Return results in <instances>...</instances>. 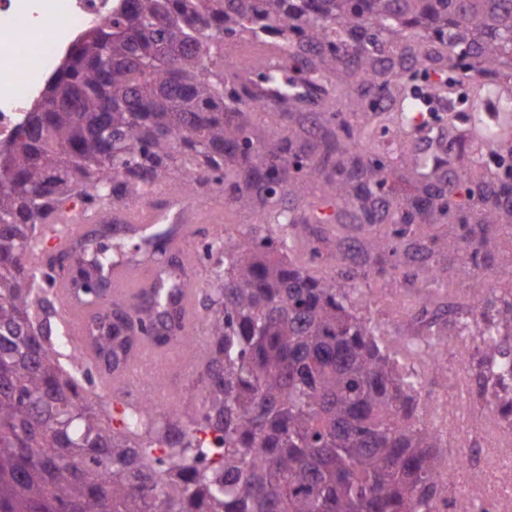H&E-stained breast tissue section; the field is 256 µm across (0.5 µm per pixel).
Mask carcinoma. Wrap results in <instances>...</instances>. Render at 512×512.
Wrapping results in <instances>:
<instances>
[{"label": "carcinoma", "instance_id": "1", "mask_svg": "<svg viewBox=\"0 0 512 512\" xmlns=\"http://www.w3.org/2000/svg\"><path fill=\"white\" fill-rule=\"evenodd\" d=\"M281 54L271 79L295 130L251 129L255 63L229 73L224 43ZM465 118L453 114L460 90ZM0 150V512H467L443 496L444 438L422 420L421 377L352 313L351 285L311 270L293 236L251 231L205 247L209 344L201 405L112 406L65 344L54 263L25 255L57 206L117 211L163 174L216 188L267 227L341 224L414 203L401 224L464 209L512 224V0H122L82 32ZM448 100V158L386 153ZM350 113L355 124L338 123ZM289 195L292 208L279 207ZM171 229L154 260L168 263ZM481 333L488 407H512V363ZM163 336L119 311L99 351Z\"/></svg>", "mask_w": 512, "mask_h": 512}]
</instances>
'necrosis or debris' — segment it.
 Instances as JSON below:
<instances>
[{
	"mask_svg": "<svg viewBox=\"0 0 512 512\" xmlns=\"http://www.w3.org/2000/svg\"><path fill=\"white\" fill-rule=\"evenodd\" d=\"M111 14L112 0H0V148L26 120L73 40ZM496 418L507 430L495 441L480 422L466 421L464 408L448 422L479 435L475 447L460 452L458 474L448 477L452 486L465 480L470 512H512V417Z\"/></svg>",
	"mask_w": 512,
	"mask_h": 512,
	"instance_id": "necrosis-or-debris-1",
	"label": "necrosis or debris"
}]
</instances>
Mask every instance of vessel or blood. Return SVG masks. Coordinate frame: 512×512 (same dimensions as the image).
<instances>
[{
	"mask_svg": "<svg viewBox=\"0 0 512 512\" xmlns=\"http://www.w3.org/2000/svg\"><path fill=\"white\" fill-rule=\"evenodd\" d=\"M200 220V211L186 197L162 208L132 204L113 216L112 233L117 237L130 235L145 241L149 239L155 225L175 224L179 227V233L173 238L172 250L184 256L188 253L192 226ZM101 221L99 214H90L69 206L58 210L52 223L41 227L36 244L26 255L27 264L33 268L43 267L45 243L63 246L84 238L89 225ZM101 278L113 296L127 308L134 310L151 306L156 284L147 265L115 263L102 273ZM53 293L59 318L67 326L75 345L83 354L84 361H98L99 354L93 340L84 334L86 324L91 321L90 305L80 300L77 288L62 274L55 277ZM194 296L195 291L191 288L182 289L174 295L171 304L181 313L182 329L174 332L168 342L160 346L150 339L140 342L134 355L121 366L104 370L97 385L99 393L118 401L159 399L168 404L176 401L180 392L177 378L196 373L206 359V354L201 349L197 350L195 356L186 359L176 355L177 350L182 349L186 335L197 333L199 329L200 318L194 306Z\"/></svg>",
	"mask_w": 512,
	"mask_h": 512,
	"instance_id": "obj_1",
	"label": "vessel or blood"
}]
</instances>
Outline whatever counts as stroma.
Returning a JSON list of instances; mask_svg holds the SVG:
<instances>
[{"instance_id": "stroma-1", "label": "stroma", "mask_w": 512, "mask_h": 512, "mask_svg": "<svg viewBox=\"0 0 512 512\" xmlns=\"http://www.w3.org/2000/svg\"><path fill=\"white\" fill-rule=\"evenodd\" d=\"M208 211H219L217 222H200L195 228L192 250L210 239L214 225L234 239L257 224L252 212L226 205L221 193L204 189ZM309 248L320 255L335 254L336 263L323 266V273L337 284L353 281L350 294L354 311L378 326L387 342L402 348L409 337H423L431 325L456 330L470 320L492 315L501 297L512 294V224H477L469 213L438 218L424 231L405 236L397 249L364 250L368 227L364 224H303L297 229ZM434 268L435 281L425 280L426 268ZM487 278L481 296L472 292L471 274ZM434 288L433 306L422 308L424 288ZM447 383L423 376L421 403L429 407L427 425H439L447 405L455 403L462 389V372L455 353L446 357Z\"/></svg>"}]
</instances>
